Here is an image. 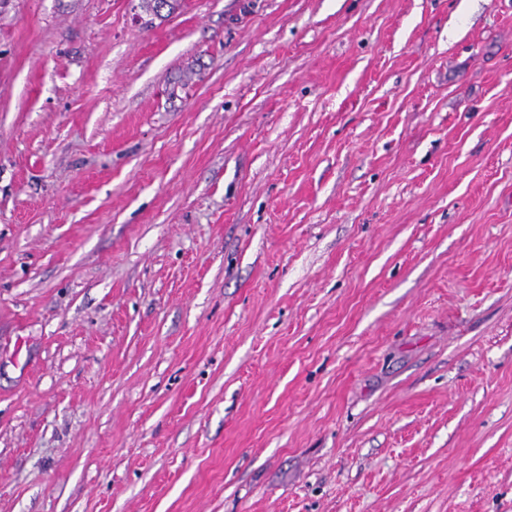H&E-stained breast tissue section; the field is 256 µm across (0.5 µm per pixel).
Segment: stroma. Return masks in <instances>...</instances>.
<instances>
[{
	"instance_id": "obj_1",
	"label": "stroma",
	"mask_w": 512,
	"mask_h": 512,
	"mask_svg": "<svg viewBox=\"0 0 512 512\" xmlns=\"http://www.w3.org/2000/svg\"><path fill=\"white\" fill-rule=\"evenodd\" d=\"M0 512H512V0H0Z\"/></svg>"
}]
</instances>
